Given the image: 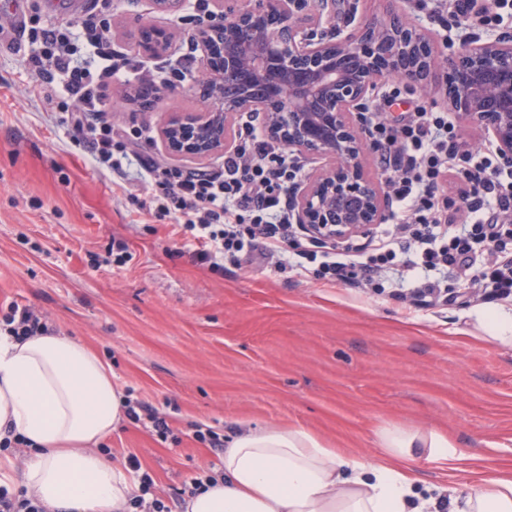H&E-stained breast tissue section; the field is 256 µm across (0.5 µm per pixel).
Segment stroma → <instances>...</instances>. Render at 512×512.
<instances>
[{
  "mask_svg": "<svg viewBox=\"0 0 512 512\" xmlns=\"http://www.w3.org/2000/svg\"><path fill=\"white\" fill-rule=\"evenodd\" d=\"M382 0H307L313 38L348 33ZM108 20L106 46L137 56L141 22L165 29L162 58L191 59L185 86L163 89L147 109L109 87L113 124L159 130L167 113L201 110L202 53L153 0H0V17L47 25L87 13ZM27 37L0 38V317L32 308L55 334L92 348L131 399L166 414L162 438L124 420L104 455L153 481L154 497L216 474L221 456L199 442L207 428L299 427L330 448L383 450V428L438 430L473 464L512 468V346L485 340L480 302L432 307L344 284L327 288L262 258L218 269L180 256L163 223L128 203L71 143L55 115L71 103L37 96ZM133 254L116 267L113 241Z\"/></svg>",
  "mask_w": 512,
  "mask_h": 512,
  "instance_id": "35a3bbf8",
  "label": "stroma"
}]
</instances>
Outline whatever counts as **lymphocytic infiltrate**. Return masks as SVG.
<instances>
[{"label": "lymphocytic infiltrate", "instance_id": "obj_1", "mask_svg": "<svg viewBox=\"0 0 512 512\" xmlns=\"http://www.w3.org/2000/svg\"><path fill=\"white\" fill-rule=\"evenodd\" d=\"M440 23L491 31L512 0H410ZM101 21L54 23L31 32L39 49L29 66L44 86H59L74 101L62 116L75 147L87 152L106 176L125 180V195L138 209L174 221L180 254L215 268L254 257L274 268H295L316 281L379 288L410 282L424 305L456 288L464 301L491 303L512 297V170L499 165L492 142L464 149L445 112L426 106L395 117L361 116L369 149L378 153L394 225L369 254L319 248L297 232L291 189L302 178L298 157L283 144L263 139L254 121L243 123L232 150L208 172L168 165L139 151L150 141L146 126L118 127L108 117L110 82L134 75L162 86L186 82V67L148 68L142 62L102 52ZM148 199H140L141 189ZM469 221L452 224L449 211Z\"/></svg>", "mask_w": 512, "mask_h": 512}]
</instances>
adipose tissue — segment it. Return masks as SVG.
Here are the masks:
<instances>
[{
    "instance_id": "obj_1",
    "label": "adipose tissue",
    "mask_w": 512,
    "mask_h": 512,
    "mask_svg": "<svg viewBox=\"0 0 512 512\" xmlns=\"http://www.w3.org/2000/svg\"><path fill=\"white\" fill-rule=\"evenodd\" d=\"M125 399L88 347L49 332L18 340L0 333V439L20 436L33 456L23 469L0 457V486L22 485L44 512H131L132 472L96 452L123 421ZM380 459L325 446L302 428L250 429L230 438L222 472L186 498L184 512H433L417 500L405 462L413 452L439 467L465 460L436 431L383 429ZM453 512H512V471L468 485Z\"/></svg>"
}]
</instances>
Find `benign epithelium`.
Instances as JSON below:
<instances>
[{
  "label": "benign epithelium",
  "instance_id": "obj_1",
  "mask_svg": "<svg viewBox=\"0 0 512 512\" xmlns=\"http://www.w3.org/2000/svg\"><path fill=\"white\" fill-rule=\"evenodd\" d=\"M385 2L386 18L364 16L343 37L315 40L305 34L293 0H258L230 15L224 0H213L203 28L224 31V44L200 41L203 61L224 67L239 92L229 97L214 85L201 111L167 113L160 129L167 151L192 159L223 151L230 145L229 115L258 113L268 137L327 161L293 199L295 222L324 241L364 238L387 214L365 168L355 114L382 78L423 89L440 62L448 111L478 122L498 153L512 160V37L469 42L439 60L430 38L402 21L398 0ZM169 39L144 23L137 48L156 53Z\"/></svg>",
  "mask_w": 512,
  "mask_h": 512
}]
</instances>
